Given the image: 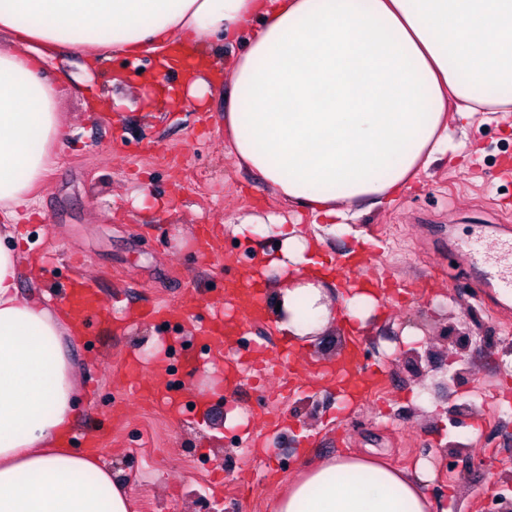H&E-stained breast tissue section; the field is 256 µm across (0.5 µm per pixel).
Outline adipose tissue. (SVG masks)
Masks as SVG:
<instances>
[{"instance_id":"adipose-tissue-1","label":"adipose tissue","mask_w":512,"mask_h":512,"mask_svg":"<svg viewBox=\"0 0 512 512\" xmlns=\"http://www.w3.org/2000/svg\"><path fill=\"white\" fill-rule=\"evenodd\" d=\"M1 30L13 39L0 46V512H129L111 469L66 446L78 400L67 329L19 292L15 226L63 127L47 60L136 57L180 39L205 66L215 36L248 33L226 64L228 152L332 223L407 186L476 114L512 112V0H0ZM233 231L279 239L263 263L289 341L380 315L357 282L339 302L326 291L309 267L319 239L285 224ZM427 478L339 454L289 480L275 512H432Z\"/></svg>"}]
</instances>
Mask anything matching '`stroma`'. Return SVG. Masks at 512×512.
<instances>
[{"label": "stroma", "mask_w": 512, "mask_h": 512, "mask_svg": "<svg viewBox=\"0 0 512 512\" xmlns=\"http://www.w3.org/2000/svg\"><path fill=\"white\" fill-rule=\"evenodd\" d=\"M84 58L64 55L45 74L62 85V138L53 163L19 224L25 264L22 295L58 307L74 272L99 282L103 308L70 345L80 386L69 432L75 448L101 439L100 458L122 480L131 512H274L277 480H290L309 461L367 454L403 470L430 466L424 490L435 512H496V497L512 480V408L494 388L512 368V297L475 285L459 240L508 239L512 226V112L477 116L457 150L420 171L410 189L377 204L350 206L346 229L331 231L305 208L282 199L257 173L241 167L224 144V89L213 83L202 102H168L148 110L136 102L154 55L102 61L84 74ZM106 92L120 99L112 112L91 109ZM147 194L148 205L135 201ZM320 236L323 258L339 267L327 289L338 294L344 259L357 238L400 226L403 243L384 240L374 269L398 281L438 274L423 295L388 306L367 330L335 326L300 346L296 390L243 369L226 383V359L210 354L200 330L215 314L235 322L234 352L262 345L274 356L283 335L271 318L253 322L219 306L225 280L258 270L260 257L232 228L275 220ZM189 299L188 313L167 320L127 322L129 307ZM488 329L495 343L474 347L473 378L442 387L445 341L458 322ZM362 340V360L385 368V408L348 406L330 379L350 339ZM431 352L415 364L409 342ZM135 358L153 382L163 366L159 403L129 395L119 372ZM218 383L207 397V367ZM475 405L474 415L450 424V405ZM263 446H254V439Z\"/></svg>", "instance_id": "1"}]
</instances>
